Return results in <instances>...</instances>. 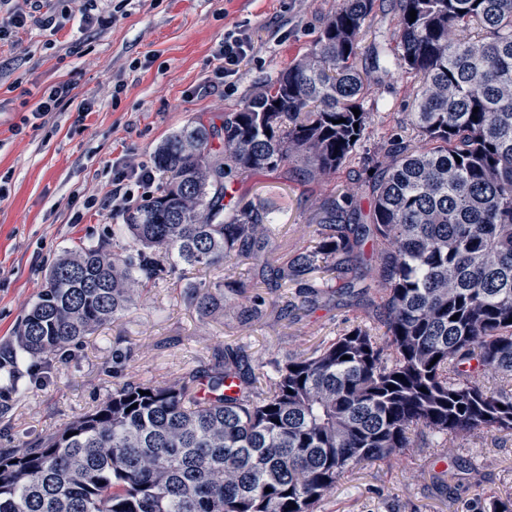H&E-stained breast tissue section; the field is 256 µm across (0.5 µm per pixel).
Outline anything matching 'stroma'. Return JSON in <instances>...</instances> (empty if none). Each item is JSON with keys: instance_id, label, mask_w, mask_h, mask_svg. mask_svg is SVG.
<instances>
[{"instance_id": "1", "label": "stroma", "mask_w": 512, "mask_h": 512, "mask_svg": "<svg viewBox=\"0 0 512 512\" xmlns=\"http://www.w3.org/2000/svg\"><path fill=\"white\" fill-rule=\"evenodd\" d=\"M52 0L56 24L34 17L0 41V351L12 354L28 391L0 381V450L28 446L88 411L129 381L163 384L211 363L216 350L240 352L247 368L269 376L276 361L311 352L355 326L380 330V296L327 293L309 300L300 283L265 288L246 263L206 273L261 294L265 314L244 319L239 306L201 318L176 277L150 285L115 321L66 356L33 362L16 356L14 336L41 293L47 269L64 251L111 241L121 214L99 209L112 167L153 164L156 149L192 119L222 125L257 87L288 69L313 45L339 0ZM396 0H376L358 65L368 74L366 137L336 171L316 180L294 167L229 190L227 203L272 210L276 263L310 247L321 231L315 213L331 196L371 197L363 162L392 133L417 138L409 121L417 76L378 57L395 49ZM247 30L253 50L236 76L220 74L225 31ZM66 83L69 100L45 118L31 113L45 90ZM96 199L86 208L87 199ZM512 498V435L477 431L444 447L417 434L413 445L367 462L337 482L315 512H488Z\"/></svg>"}]
</instances>
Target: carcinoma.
<instances>
[{"mask_svg":"<svg viewBox=\"0 0 512 512\" xmlns=\"http://www.w3.org/2000/svg\"><path fill=\"white\" fill-rule=\"evenodd\" d=\"M374 2L341 0L309 51L221 127L191 121L168 137L154 155L164 185L124 213L128 244L64 252L15 342L30 359L67 350L180 265L241 259L273 288L317 273L316 299L368 242L377 277L344 288L381 294L383 335L355 326L263 382L225 349L172 383L119 386L0 452V512H315L359 465L410 447L413 430L450 442L512 433V391L477 382L512 377V0H399L397 59L421 79L410 121L427 146L394 134L366 157L368 215L324 200L316 223L328 232L274 266L269 209L224 204L228 181L286 165L315 180L364 140L355 60ZM186 290L203 316L243 294L227 279ZM265 304L252 296L243 313L258 319Z\"/></svg>","mask_w":512,"mask_h":512,"instance_id":"carcinoma-1","label":"carcinoma"}]
</instances>
